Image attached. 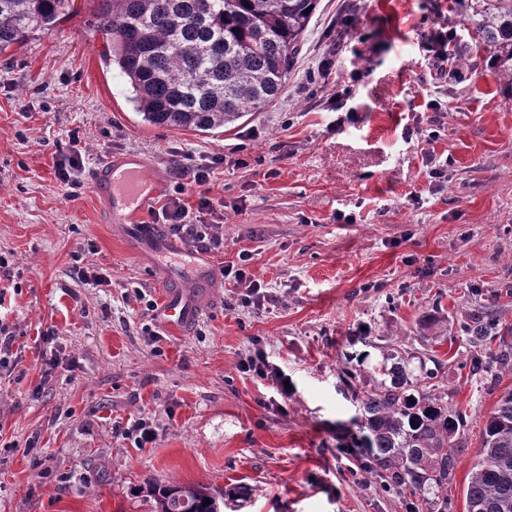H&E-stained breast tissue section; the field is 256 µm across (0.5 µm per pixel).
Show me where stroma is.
<instances>
[{
    "label": "stroma",
    "mask_w": 512,
    "mask_h": 512,
    "mask_svg": "<svg viewBox=\"0 0 512 512\" xmlns=\"http://www.w3.org/2000/svg\"><path fill=\"white\" fill-rule=\"evenodd\" d=\"M351 2L320 0L280 97L212 133L142 121L102 58L93 0L0 55V321L16 335L0 375V512H149L148 479L224 490V512H405L372 475L353 478L342 449L351 392L393 343L442 363L434 383L464 417L448 512H466L485 421L512 389V369L468 335L492 320L512 343V80L464 28L470 0H362L355 29L337 30ZM442 31L461 56L446 78L428 51ZM326 57L331 76L307 93ZM75 135L86 153L70 196L55 169ZM187 151L224 158L212 270L252 253L268 296L245 307L242 287L217 281L203 317L153 338L159 274L99 223L90 180L134 153L191 204ZM89 262L108 283L75 275ZM256 338L288 397L241 371ZM137 418L156 432L142 448L114 432Z\"/></svg>",
    "instance_id": "1"
}]
</instances>
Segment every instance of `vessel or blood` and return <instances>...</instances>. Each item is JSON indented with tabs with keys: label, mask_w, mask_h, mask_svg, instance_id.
Listing matches in <instances>:
<instances>
[{
	"label": "vessel or blood",
	"mask_w": 512,
	"mask_h": 512,
	"mask_svg": "<svg viewBox=\"0 0 512 512\" xmlns=\"http://www.w3.org/2000/svg\"><path fill=\"white\" fill-rule=\"evenodd\" d=\"M92 192L104 223L124 229L136 253L148 254L159 267L175 266L181 280H161L163 299L158 322L168 331L186 330L208 309L214 290L212 271L191 248L155 233L145 224L165 188L163 177L154 174L136 155L109 157L94 174Z\"/></svg>",
	"instance_id": "obj_1"
}]
</instances>
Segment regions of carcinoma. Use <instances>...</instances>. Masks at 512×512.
<instances>
[{
  "instance_id": "1",
  "label": "carcinoma",
  "mask_w": 512,
  "mask_h": 512,
  "mask_svg": "<svg viewBox=\"0 0 512 512\" xmlns=\"http://www.w3.org/2000/svg\"><path fill=\"white\" fill-rule=\"evenodd\" d=\"M96 2L103 57L126 78L143 120L205 133L279 98L319 0ZM69 6L70 0H0V54L54 30ZM468 22L512 74V0H472ZM494 329L479 323L469 329L470 341L507 366L512 344ZM412 359L401 346H386L383 381L356 395L348 452L356 471L377 478L407 512L444 510L448 500L440 497L458 464L463 416L426 390L434 372L423 360L411 367ZM145 493L150 512H223L224 494L199 482L147 481ZM465 501L466 512H512V389L485 421Z\"/></svg>"
}]
</instances>
